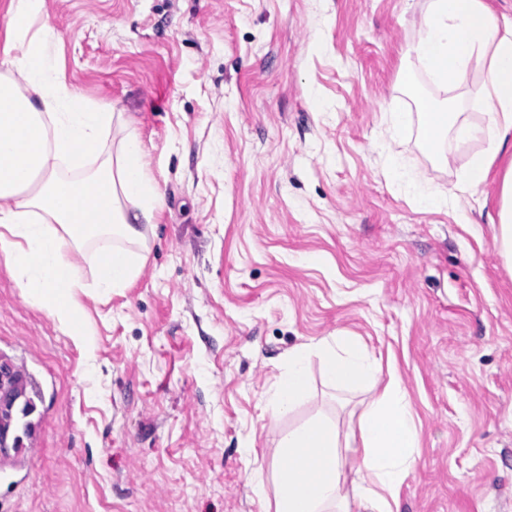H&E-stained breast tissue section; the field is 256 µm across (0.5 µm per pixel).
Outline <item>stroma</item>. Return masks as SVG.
Returning <instances> with one entry per match:
<instances>
[{"label": "stroma", "mask_w": 512, "mask_h": 512, "mask_svg": "<svg viewBox=\"0 0 512 512\" xmlns=\"http://www.w3.org/2000/svg\"><path fill=\"white\" fill-rule=\"evenodd\" d=\"M426 0H46L67 82L123 113L164 194L141 273L80 296L83 339L0 255V361L35 410L0 453V512H274L288 430L357 424L365 387L266 402L297 349L355 337L417 415L393 512H512V273L493 241L486 142L392 136ZM446 202L420 208L392 159Z\"/></svg>", "instance_id": "35a3bbf8"}]
</instances>
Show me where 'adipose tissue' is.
<instances>
[{
    "label": "adipose tissue",
    "instance_id": "adipose-tissue-1",
    "mask_svg": "<svg viewBox=\"0 0 512 512\" xmlns=\"http://www.w3.org/2000/svg\"><path fill=\"white\" fill-rule=\"evenodd\" d=\"M44 15L45 0L0 5V253L24 293L68 327L84 290L72 255L92 248L103 294L128 287L144 261L141 227L155 223L163 197L142 161L143 144L125 132L121 113L66 81L52 53L57 35ZM412 50L445 91L465 87L472 72L483 76L487 112L479 124L450 102L427 104L416 117L400 97L389 102L394 132L419 119L429 151L450 133L461 143L488 142L489 151L474 155L459 176L461 186L478 190L497 156L512 155V19L499 20L484 0H427ZM115 130L122 136L112 146ZM494 245L512 270V163L502 176ZM314 354L331 387L376 378L375 362L352 337L300 348L267 401L272 417L287 415L307 396ZM357 426L360 444L349 457L340 451L337 424L327 419L282 437L275 512H349L344 474L350 464L366 483L365 512H392L390 502L418 455L413 407L399 381L389 380L364 403Z\"/></svg>",
    "mask_w": 512,
    "mask_h": 512
}]
</instances>
